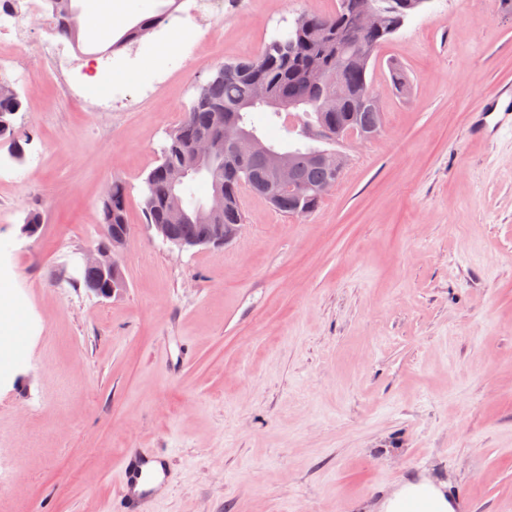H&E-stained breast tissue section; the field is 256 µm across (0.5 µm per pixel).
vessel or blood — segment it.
<instances>
[{
  "mask_svg": "<svg viewBox=\"0 0 512 512\" xmlns=\"http://www.w3.org/2000/svg\"><path fill=\"white\" fill-rule=\"evenodd\" d=\"M512 110V94L494 95L483 116V129L497 131L504 119L497 111L499 104ZM119 494L112 502V512H149L158 488L169 479V460L158 452L134 449L125 454L118 474Z\"/></svg>",
  "mask_w": 512,
  "mask_h": 512,
  "instance_id": "obj_1",
  "label": "vessel or blood"
}]
</instances>
